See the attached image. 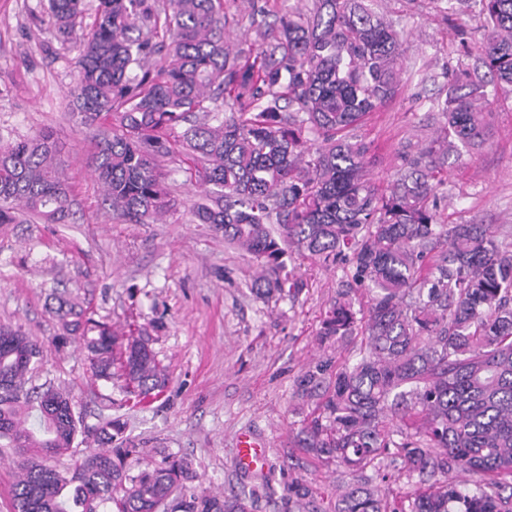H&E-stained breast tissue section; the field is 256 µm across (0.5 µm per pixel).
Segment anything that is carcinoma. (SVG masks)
<instances>
[{"instance_id": "1", "label": "carcinoma", "mask_w": 512, "mask_h": 512, "mask_svg": "<svg viewBox=\"0 0 512 512\" xmlns=\"http://www.w3.org/2000/svg\"><path fill=\"white\" fill-rule=\"evenodd\" d=\"M480 2L484 67L512 87V0ZM49 11L59 39L79 45L72 116L96 130L93 167L113 215L163 221L175 199L160 160L185 155L211 186L194 218L251 256L259 296L305 287L285 272L291 247L350 268L317 336L330 347L358 338L359 352L299 381L306 393L324 388L300 447L350 476L336 512H391L376 482L391 466L429 482L401 512H512V241L485 224L439 223L444 138L407 153L383 192L369 177L371 145L347 135L396 95L403 33L364 0L276 15L248 50L224 41V0H97L88 33L77 27L83 0H49ZM438 108L446 133L481 142L471 95L451 92ZM70 206L52 131L0 145V224L58 223ZM356 287L370 295L363 311ZM55 299L57 342H81L95 379L139 403L162 391L147 329L120 332L70 294ZM41 353L0 325V447L15 454V512H249L240 494L187 490L185 458L133 472L136 449L112 447L124 423L110 417L79 449L86 427L70 394L28 386ZM453 470L479 476L475 488L448 479ZM288 492L297 512H317L306 486Z\"/></svg>"}]
</instances>
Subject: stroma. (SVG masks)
<instances>
[{"mask_svg": "<svg viewBox=\"0 0 512 512\" xmlns=\"http://www.w3.org/2000/svg\"><path fill=\"white\" fill-rule=\"evenodd\" d=\"M371 7L408 35L397 95L356 129L376 156L374 182L389 185L404 151L442 134L437 104L470 72L468 90L488 109L483 143L449 151L437 215L444 224H487L512 235V92L484 75L478 0H371ZM77 54L58 39L48 0H0V142L52 129L73 211L64 224H0V324L42 344L37 383L68 390L87 427L107 414L126 422L123 444L138 449L142 463L189 458L194 487L246 495L252 512H288V487L299 481L318 512H331L347 475L297 447L317 402L298 393L297 382L347 356L320 347L316 331L350 270L294 253L287 271L304 280L303 292L292 302L259 299L250 256L194 223L204 188L186 161L162 164L176 200L165 221L113 218L92 172L94 134L71 116ZM54 287L78 294L95 319L116 329L154 324L151 347L169 375L158 399L127 400L117 386L92 380L83 346L56 347ZM243 432L265 443L264 472L235 466Z\"/></svg>", "mask_w": 512, "mask_h": 512, "instance_id": "1", "label": "stroma"}]
</instances>
